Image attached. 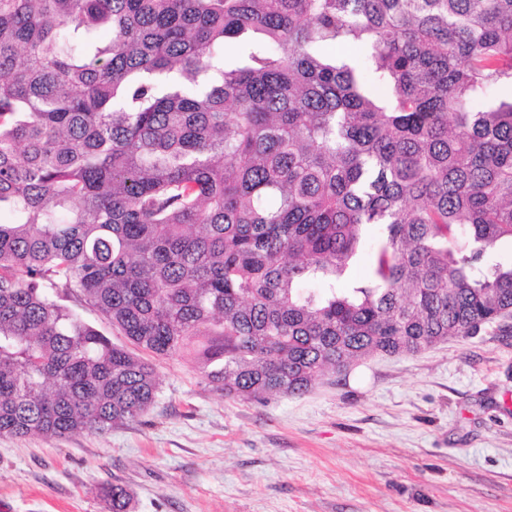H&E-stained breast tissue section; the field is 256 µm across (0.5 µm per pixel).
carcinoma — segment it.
I'll return each mask as SVG.
<instances>
[{
  "mask_svg": "<svg viewBox=\"0 0 512 512\" xmlns=\"http://www.w3.org/2000/svg\"><path fill=\"white\" fill-rule=\"evenodd\" d=\"M508 82L512 0H0V435L148 416L70 297L256 402L512 319Z\"/></svg>",
  "mask_w": 512,
  "mask_h": 512,
  "instance_id": "cac0c4a2",
  "label": "carcinoma"
}]
</instances>
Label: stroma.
I'll use <instances>...</instances> for the list:
<instances>
[{
  "label": "stroma",
  "mask_w": 512,
  "mask_h": 512,
  "mask_svg": "<svg viewBox=\"0 0 512 512\" xmlns=\"http://www.w3.org/2000/svg\"><path fill=\"white\" fill-rule=\"evenodd\" d=\"M141 422L0 436V512H512V322L419 355H376L302 396L229 399L156 363Z\"/></svg>",
  "instance_id": "35a3bbf8"
}]
</instances>
